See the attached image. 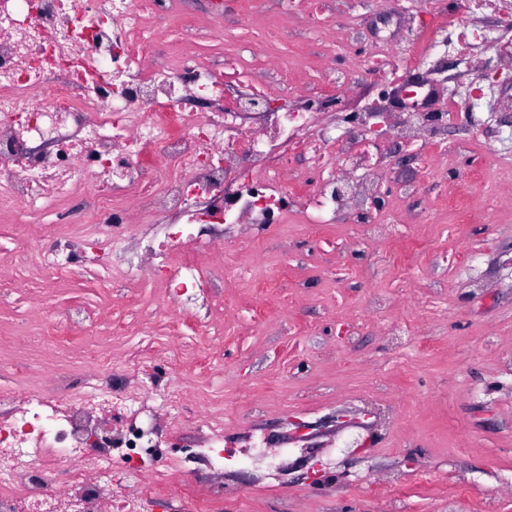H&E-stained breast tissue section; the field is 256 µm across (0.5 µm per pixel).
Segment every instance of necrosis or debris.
I'll list each match as a JSON object with an SVG mask.
<instances>
[{
  "label": "necrosis or debris",
  "instance_id": "1",
  "mask_svg": "<svg viewBox=\"0 0 512 512\" xmlns=\"http://www.w3.org/2000/svg\"><path fill=\"white\" fill-rule=\"evenodd\" d=\"M321 0H252L268 22L243 57L202 51L213 23L185 18L179 0H0V221L17 247L0 257V308L26 304L41 321L45 302L20 284L43 275L85 274L110 288L162 290L170 307L211 342L194 352L172 336L164 355L171 383L157 387L147 357L119 359L115 336H144L161 314L144 303L132 323L100 320L74 305L54 313L58 341L31 337L18 350L0 341V512H144L190 498L221 512L224 463L280 475L293 454L250 431L225 457L224 288L250 280L258 255L229 268L226 251L247 244L255 224H332L337 218L390 238L395 218L376 201L386 140L417 141L441 112H327L322 86L305 75L329 70L308 45L335 42ZM486 0L434 19L459 31L475 56ZM184 23L175 47L161 32ZM296 28L299 52L268 48ZM280 100L277 108L270 99ZM87 201L84 209L68 205ZM221 226L203 238L196 225ZM92 330L91 354L70 337ZM196 410L184 418L186 400ZM203 477L184 475L180 449Z\"/></svg>",
  "mask_w": 512,
  "mask_h": 512
}]
</instances>
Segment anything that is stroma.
I'll use <instances>...</instances> for the list:
<instances>
[{"label": "stroma", "mask_w": 512, "mask_h": 512, "mask_svg": "<svg viewBox=\"0 0 512 512\" xmlns=\"http://www.w3.org/2000/svg\"><path fill=\"white\" fill-rule=\"evenodd\" d=\"M356 12L348 45L410 44L423 14L381 9L378 0H326ZM497 75L512 97V60L498 45L467 60L458 42L401 60L391 86L352 75L355 111L432 82L425 105L449 113L454 153L427 174L409 148L388 146L401 207L419 244L396 246L356 224H326L319 243L299 232L288 255L304 264L300 287L276 295L232 289L224 331V439L263 433L296 454L288 483L229 470L224 512H512V188L487 200L479 185L494 167L482 134L512 153V111L488 100L454 104L461 85ZM105 307L132 318L99 281L53 288L49 305ZM293 315L275 322L279 305ZM272 318L257 329L255 318ZM319 467L320 482L307 477Z\"/></svg>", "instance_id": "35a3bbf8"}]
</instances>
